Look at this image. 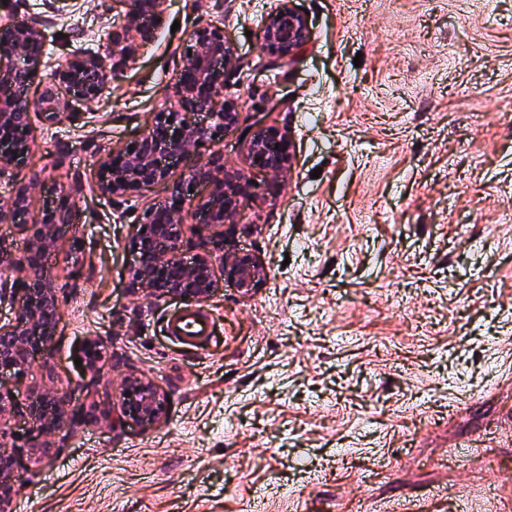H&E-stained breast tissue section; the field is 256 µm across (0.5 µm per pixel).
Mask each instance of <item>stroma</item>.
Returning a JSON list of instances; mask_svg holds the SVG:
<instances>
[{
	"mask_svg": "<svg viewBox=\"0 0 512 512\" xmlns=\"http://www.w3.org/2000/svg\"><path fill=\"white\" fill-rule=\"evenodd\" d=\"M278 0H166L135 34L138 59L91 102L58 92L78 123L34 121L24 167L28 223L47 200L73 208L43 262L59 298L47 347L26 377L0 379L20 413L0 449L16 454L10 512H512V0H293L312 34L289 60L262 52ZM128 0H0V21L40 23L44 64L111 63ZM223 26L233 60L224 94L239 123L227 168L248 170L247 138L274 126L292 162L224 229V257L247 253L260 288L234 282L202 303L211 336L166 332L180 302L133 286L129 247L170 182L107 201L98 162L156 113L177 109L183 43ZM361 65H354V58ZM105 347L97 384L77 365ZM167 410L150 428L118 424L129 376ZM54 393L64 419L49 457L22 442L31 404Z\"/></svg>",
	"mask_w": 512,
	"mask_h": 512,
	"instance_id": "stroma-1",
	"label": "stroma"
}]
</instances>
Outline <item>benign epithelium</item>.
I'll return each instance as SVG.
<instances>
[{"instance_id": "7a95c632", "label": "benign epithelium", "mask_w": 512, "mask_h": 512, "mask_svg": "<svg viewBox=\"0 0 512 512\" xmlns=\"http://www.w3.org/2000/svg\"><path fill=\"white\" fill-rule=\"evenodd\" d=\"M279 0L263 27L261 48L283 60L307 46L311 33L306 19L291 5ZM164 0H132L133 8L124 24L112 32V69L94 57L76 56L56 69L54 83L44 87L47 107L38 117L47 125L79 119L76 112L54 108L56 87L63 86L83 101L99 97L111 74L130 67L136 60L131 36L139 32L144 18L155 19L163 11ZM43 35L35 24H0V177L26 162L29 154L28 132L32 123L28 92L41 66ZM232 59L224 29L207 23L189 34L183 52V64L175 84L179 110L159 112L154 122L126 145L104 155L98 168V193L109 200L140 195L170 177L165 161L189 144L201 145L205 152L187 176L172 188L162 206L147 208L142 221L133 225L130 245L137 255L131 269L132 283L151 289L161 299L188 303L208 301L221 287L210 256V247H224V225L236 217L251 200V178L243 171L224 166L219 144L224 130L239 121L235 100L224 98V69ZM250 168L261 172H282L291 163L288 137L276 127L256 133L248 145ZM209 187L204 199L193 189ZM27 186H15L8 208L0 210V222L17 225L28 238L24 259L14 269L16 276L0 282V304L15 307L14 321L0 324V373L17 378L26 375L33 354L51 339L59 316L55 289L39 275L41 263L56 246L60 225L69 221L72 202L61 196L47 202L41 220L26 221L29 208ZM201 210L207 219L211 237L197 242L186 232L193 225L187 216ZM200 249L192 260L184 258L185 247ZM223 274L244 292L259 288L265 278L263 267L249 255H236L223 265ZM165 400L149 382L137 376L127 378L118 421L149 427L160 420ZM17 412L12 395L0 389V437L12 435L11 418ZM39 432L31 450L41 457L50 456L53 444L46 439L68 416L66 400L45 396L35 407Z\"/></svg>"}]
</instances>
